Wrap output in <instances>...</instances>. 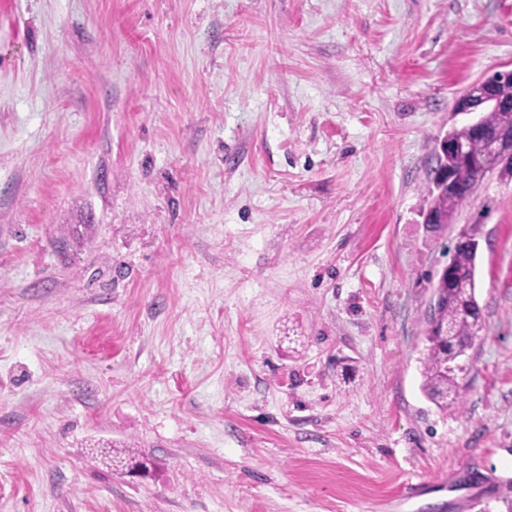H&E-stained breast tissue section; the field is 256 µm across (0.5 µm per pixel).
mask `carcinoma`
<instances>
[{"instance_id": "obj_1", "label": "carcinoma", "mask_w": 512, "mask_h": 512, "mask_svg": "<svg viewBox=\"0 0 512 512\" xmlns=\"http://www.w3.org/2000/svg\"><path fill=\"white\" fill-rule=\"evenodd\" d=\"M480 132L464 126L448 131L464 145L463 158L435 159L429 169L428 193L431 197L426 218L434 220L430 228L449 225L458 208L473 196L476 187L488 174L487 136L504 129H512V110L498 109L483 113L479 119ZM454 170L456 179L450 186L440 183L442 168ZM482 235V225L464 224L456 236L452 255L440 271L436 272L433 291L440 294L437 317L427 321L426 354L421 361V389L424 395L446 412L463 407L462 372L458 359L466 353L483 329L482 310L475 296V270ZM92 453L107 465L117 462L132 475L149 472L152 462L148 458L126 459L114 448H94Z\"/></svg>"}]
</instances>
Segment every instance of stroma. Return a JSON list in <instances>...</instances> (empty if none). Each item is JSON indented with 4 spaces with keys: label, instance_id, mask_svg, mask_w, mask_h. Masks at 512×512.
I'll return each mask as SVG.
<instances>
[{
    "label": "stroma",
    "instance_id": "obj_1",
    "mask_svg": "<svg viewBox=\"0 0 512 512\" xmlns=\"http://www.w3.org/2000/svg\"><path fill=\"white\" fill-rule=\"evenodd\" d=\"M510 70L512 0H0V512H512L510 177L420 389L428 171ZM482 235L481 224H464L456 236L452 255L436 272L433 291H439L437 317L427 316L426 354L421 361L424 395L447 412L463 407L462 372L458 359L483 329L482 310L475 296V270ZM449 277V284H448ZM92 454H95L96 457H99L101 461L109 467H112L114 462L119 463L122 469L126 470L127 473L132 475L137 471H144L146 474L149 473L152 462L148 458L141 459H126L120 456V452L114 448H91Z\"/></svg>",
    "mask_w": 512,
    "mask_h": 512
}]
</instances>
